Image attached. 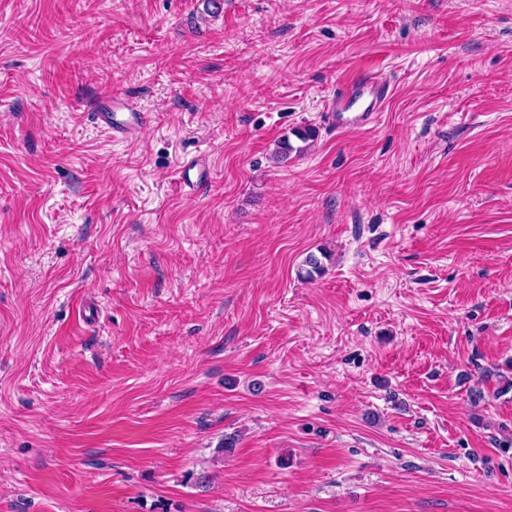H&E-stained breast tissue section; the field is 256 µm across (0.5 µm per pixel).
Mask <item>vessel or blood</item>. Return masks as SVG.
<instances>
[{
    "label": "vessel or blood",
    "instance_id": "vessel-or-blood-1",
    "mask_svg": "<svg viewBox=\"0 0 512 512\" xmlns=\"http://www.w3.org/2000/svg\"><path fill=\"white\" fill-rule=\"evenodd\" d=\"M391 96V83L383 73L374 69L359 71L337 84L324 107V121L339 133L366 129L380 121ZM92 118L115 139L148 121L145 113L126 111L117 95L103 99Z\"/></svg>",
    "mask_w": 512,
    "mask_h": 512
}]
</instances>
